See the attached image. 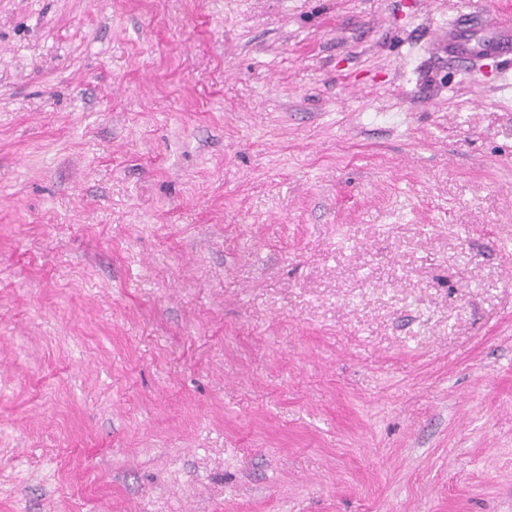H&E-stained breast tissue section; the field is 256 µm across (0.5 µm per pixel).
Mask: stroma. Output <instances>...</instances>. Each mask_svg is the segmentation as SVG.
I'll return each instance as SVG.
<instances>
[{
    "instance_id": "stroma-1",
    "label": "stroma",
    "mask_w": 512,
    "mask_h": 512,
    "mask_svg": "<svg viewBox=\"0 0 512 512\" xmlns=\"http://www.w3.org/2000/svg\"><path fill=\"white\" fill-rule=\"evenodd\" d=\"M498 11L0 0V512H512Z\"/></svg>"
}]
</instances>
